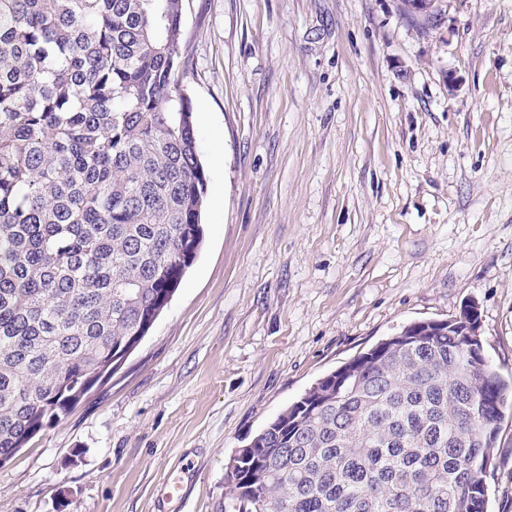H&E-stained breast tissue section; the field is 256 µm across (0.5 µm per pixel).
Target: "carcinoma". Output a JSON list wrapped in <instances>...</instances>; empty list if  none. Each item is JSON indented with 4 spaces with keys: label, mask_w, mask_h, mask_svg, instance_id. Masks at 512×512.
Returning a JSON list of instances; mask_svg holds the SVG:
<instances>
[{
    "label": "carcinoma",
    "mask_w": 512,
    "mask_h": 512,
    "mask_svg": "<svg viewBox=\"0 0 512 512\" xmlns=\"http://www.w3.org/2000/svg\"><path fill=\"white\" fill-rule=\"evenodd\" d=\"M183 0H0V457L168 306L208 176ZM457 319L323 376L227 472L233 512H487L512 394Z\"/></svg>",
    "instance_id": "1"
}]
</instances>
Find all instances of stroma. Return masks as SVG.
I'll use <instances>...</instances> for the list:
<instances>
[{
	"mask_svg": "<svg viewBox=\"0 0 512 512\" xmlns=\"http://www.w3.org/2000/svg\"><path fill=\"white\" fill-rule=\"evenodd\" d=\"M183 30L203 247L112 378L0 465V512H229L226 463L277 413L468 303L512 380V0H184ZM493 456L488 512H512V407Z\"/></svg>",
	"mask_w": 512,
	"mask_h": 512,
	"instance_id": "stroma-1",
	"label": "stroma"
}]
</instances>
